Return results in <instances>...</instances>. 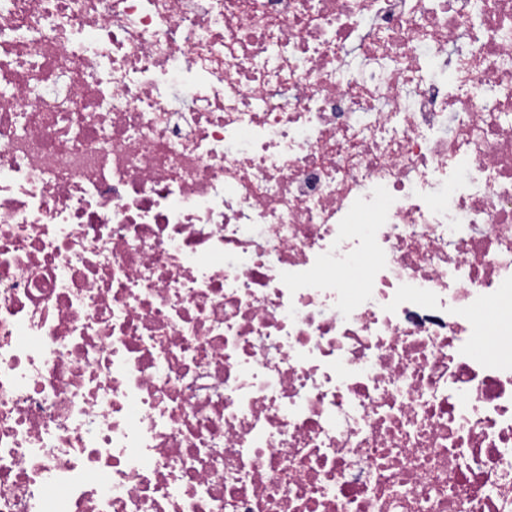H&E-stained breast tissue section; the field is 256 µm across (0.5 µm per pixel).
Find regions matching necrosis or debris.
Here are the masks:
<instances>
[{"mask_svg":"<svg viewBox=\"0 0 512 512\" xmlns=\"http://www.w3.org/2000/svg\"><path fill=\"white\" fill-rule=\"evenodd\" d=\"M509 299L512 0H0V512H512ZM496 320L495 323L487 321V314L484 311L478 310L475 313V317L478 322L489 323V333L486 336H474L475 343L480 352L487 351L490 347H496L499 336H496L494 332L495 326L498 327H512V304L509 306L499 307L493 313Z\"/></svg>","mask_w":512,"mask_h":512,"instance_id":"obj_1","label":"necrosis or debris"}]
</instances>
